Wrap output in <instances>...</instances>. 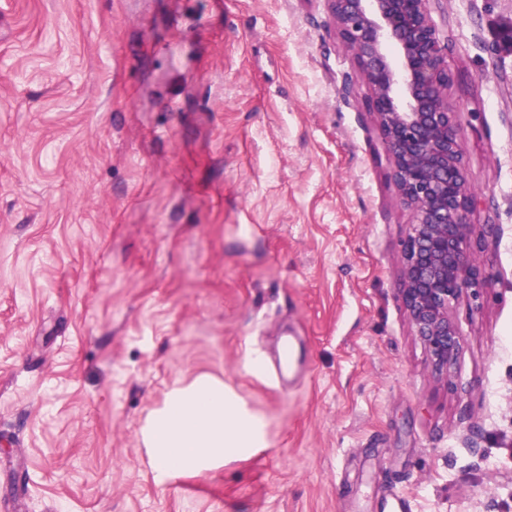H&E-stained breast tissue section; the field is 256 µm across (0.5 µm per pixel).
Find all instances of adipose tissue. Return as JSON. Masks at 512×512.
Here are the masks:
<instances>
[{
  "mask_svg": "<svg viewBox=\"0 0 512 512\" xmlns=\"http://www.w3.org/2000/svg\"><path fill=\"white\" fill-rule=\"evenodd\" d=\"M139 440L159 485L221 468L268 445L264 419L211 373L176 381L146 414Z\"/></svg>",
  "mask_w": 512,
  "mask_h": 512,
  "instance_id": "obj_1",
  "label": "adipose tissue"
}]
</instances>
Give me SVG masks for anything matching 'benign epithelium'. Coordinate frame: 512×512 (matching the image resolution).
I'll return each mask as SVG.
<instances>
[{
	"mask_svg": "<svg viewBox=\"0 0 512 512\" xmlns=\"http://www.w3.org/2000/svg\"><path fill=\"white\" fill-rule=\"evenodd\" d=\"M368 87L400 200L412 213L399 299L434 371L453 384L464 334L452 316L489 286L474 254L493 231L472 224L477 206L463 165L459 111L448 105V45L430 0H326Z\"/></svg>",
	"mask_w": 512,
	"mask_h": 512,
	"instance_id": "obj_1",
	"label": "benign epithelium"
}]
</instances>
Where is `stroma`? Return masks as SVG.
Returning a JSON list of instances; mask_svg holds the SVG:
<instances>
[{
  "instance_id": "obj_1",
  "label": "stroma",
  "mask_w": 512,
  "mask_h": 512,
  "mask_svg": "<svg viewBox=\"0 0 512 512\" xmlns=\"http://www.w3.org/2000/svg\"><path fill=\"white\" fill-rule=\"evenodd\" d=\"M429 7L469 219L495 227L451 389L398 298L412 214L326 0H0L11 512H512V0ZM199 372L269 445L156 485L140 422Z\"/></svg>"
}]
</instances>
